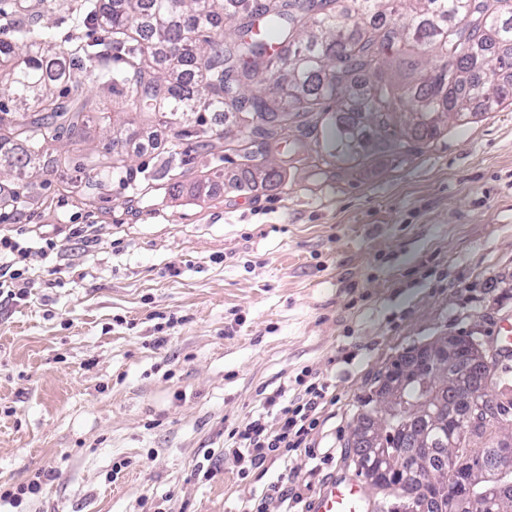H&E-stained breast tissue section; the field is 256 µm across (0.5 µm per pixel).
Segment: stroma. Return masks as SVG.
<instances>
[{"label":"stroma","instance_id":"obj_1","mask_svg":"<svg viewBox=\"0 0 512 512\" xmlns=\"http://www.w3.org/2000/svg\"><path fill=\"white\" fill-rule=\"evenodd\" d=\"M80 4L0 0V38L35 24L81 48L95 34ZM308 143L258 152L277 184L163 126L124 141L136 173L86 198L53 163L24 189L0 180L20 193L0 199V230L58 245L31 250L27 296L0 297V493L45 476L0 512H279L264 498L279 461L242 476L224 450L305 370L328 387L289 461L309 512L354 477L360 399L407 349L468 337L512 389L497 336L512 315V107L449 120L405 157L339 160L320 129ZM85 224L97 241L75 236Z\"/></svg>","mask_w":512,"mask_h":512}]
</instances>
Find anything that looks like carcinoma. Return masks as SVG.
Masks as SVG:
<instances>
[{
  "instance_id": "carcinoma-1",
  "label": "carcinoma",
  "mask_w": 512,
  "mask_h": 512,
  "mask_svg": "<svg viewBox=\"0 0 512 512\" xmlns=\"http://www.w3.org/2000/svg\"><path fill=\"white\" fill-rule=\"evenodd\" d=\"M339 0H86L82 20L101 37L83 48L92 60L105 56L112 67L106 80L71 98L69 83L79 56L47 40L36 25L16 41L0 39V167L18 180L38 173L52 144L67 138L80 147L74 164L85 179L72 184L85 194L100 178L118 169L133 172L123 151L90 149L92 127L105 125L123 135L139 121L178 128L186 140L223 146L207 112L241 115L247 136L266 147L292 137V149L305 147L307 130L333 133L336 154L353 161L356 150L351 117L352 78L366 72L372 82L361 111L378 133L377 146L402 157L435 138L448 118L512 105V79L485 80L480 52L494 51L495 67L512 71V0H356L366 14L390 15L392 25L372 26L352 37L341 27ZM259 20L276 40L293 51L272 59L268 44L253 32ZM432 52L434 68H420L413 57ZM278 79L265 86L271 66ZM478 350L460 338L464 365L456 388L437 392L420 380L404 389L408 408L436 411L446 425L423 435L425 424L408 426L403 414L386 418L383 433L392 465L381 496L370 512H419L424 503L446 498L447 512H512V470L500 480L507 493L483 496L477 484L457 497L460 480L448 475V439L456 442L481 470L498 467V440L486 427L468 434L465 392L480 416L512 429V398L500 382L470 366ZM346 458L355 476L366 478L363 450L347 441Z\"/></svg>"
}]
</instances>
